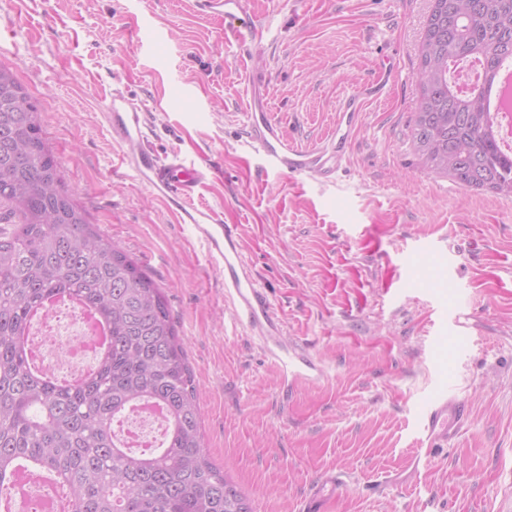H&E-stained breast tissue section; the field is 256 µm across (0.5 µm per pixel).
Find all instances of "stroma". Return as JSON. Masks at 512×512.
I'll list each match as a JSON object with an SVG mask.
<instances>
[{
  "instance_id": "stroma-1",
  "label": "stroma",
  "mask_w": 512,
  "mask_h": 512,
  "mask_svg": "<svg viewBox=\"0 0 512 512\" xmlns=\"http://www.w3.org/2000/svg\"><path fill=\"white\" fill-rule=\"evenodd\" d=\"M0 64L37 105L64 188L164 288L201 395L211 459L252 512H512V197L425 168L411 130L432 0H246L263 38L224 37L195 0H0ZM299 145L364 101L334 181L266 171L243 145L246 90ZM120 86L159 154L209 159L199 201L237 225L244 257L323 375L282 386L224 302L219 274L165 205L119 169L102 118ZM448 384L469 414L448 444L413 412ZM341 487L339 478L334 474L325 473L315 483L314 494L309 500L305 512H322V503L326 496L333 495Z\"/></svg>"
}]
</instances>
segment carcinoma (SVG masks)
<instances>
[{
    "instance_id": "cac0c4a2",
    "label": "carcinoma",
    "mask_w": 512,
    "mask_h": 512,
    "mask_svg": "<svg viewBox=\"0 0 512 512\" xmlns=\"http://www.w3.org/2000/svg\"><path fill=\"white\" fill-rule=\"evenodd\" d=\"M415 151L432 171L512 197V152L495 135L482 92H462L451 64L494 78L512 57V0H434L420 47ZM22 222L0 230V484L26 463L53 475L72 512H251L210 458L199 390L163 288L102 234L61 187L39 110L0 66V205ZM80 298L111 332L78 384L31 372L22 336L47 293ZM151 401L167 414L162 447L133 453L115 422Z\"/></svg>"
}]
</instances>
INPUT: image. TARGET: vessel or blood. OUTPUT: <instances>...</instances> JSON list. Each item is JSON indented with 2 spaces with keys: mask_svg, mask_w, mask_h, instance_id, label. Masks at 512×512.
<instances>
[{
  "mask_svg": "<svg viewBox=\"0 0 512 512\" xmlns=\"http://www.w3.org/2000/svg\"><path fill=\"white\" fill-rule=\"evenodd\" d=\"M199 8L224 19V33L241 39L234 22L244 10V0H197ZM262 84L252 80L245 124V146L266 165L292 177L329 180L347 160L358 126L362 95L345 100L336 122V133L325 145L301 147L285 133L261 98ZM104 118L113 143L121 148L119 164L126 172L163 200L201 244L205 257L218 271L236 322L250 335L261 339L264 352L278 365L282 376L314 381L322 369L302 346H288L281 340L283 324L246 262L237 227L225 223L222 215L209 207L195 205L194 197L213 175L208 163H188L179 153L159 155L148 144V115L141 104L122 88H113L107 98ZM464 416L463 405L452 398L448 387H440L418 411V424L425 441L447 442ZM341 483L326 473L315 483L314 494L305 512H322L326 496L335 494Z\"/></svg>",
  "mask_w": 512,
  "mask_h": 512,
  "instance_id": "obj_1",
  "label": "vessel or blood"
}]
</instances>
